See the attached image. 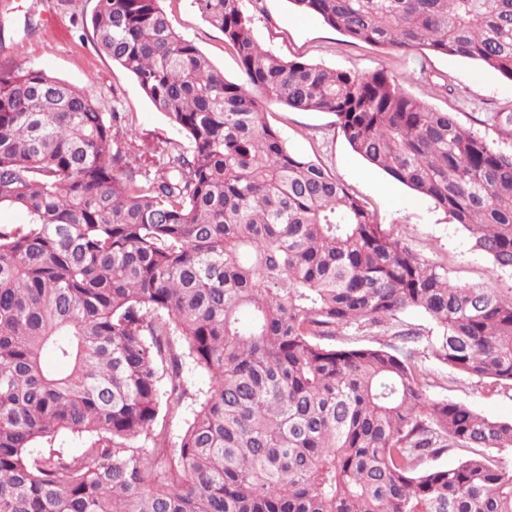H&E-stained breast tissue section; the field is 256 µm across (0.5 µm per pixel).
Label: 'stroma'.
<instances>
[{
	"instance_id": "1",
	"label": "stroma",
	"mask_w": 512,
	"mask_h": 512,
	"mask_svg": "<svg viewBox=\"0 0 512 512\" xmlns=\"http://www.w3.org/2000/svg\"><path fill=\"white\" fill-rule=\"evenodd\" d=\"M94 0H0V67L37 66L51 75L86 88L101 112L131 113L133 127L125 141L131 155L161 141L182 136L157 112L137 83L101 55L83 19ZM173 26L192 40L226 78L240 74L223 34L208 24L193 0H162ZM256 40L290 60L359 73L385 71L413 96L432 107L454 113L461 125L512 152V138L482 123L485 112L512 113V81L495 71L455 56L412 52L402 54L373 44L350 41L314 14L297 12L290 0H249ZM290 152L321 163L348 191L367 204L376 223L405 242L420 257L443 266L454 284L483 286L512 298V271L497 268L474 250L462 228L435 207L386 173L370 168L349 146L328 112H302L279 105L267 115ZM419 332L425 392L436 400L464 404L482 415L512 421V387L479 380L436 360L427 339L434 323L422 313L398 312L391 325L382 326L373 345L391 341L392 326ZM188 395L175 410L160 411L158 424L171 444H178L211 386L208 374L191 357L183 359Z\"/></svg>"
}]
</instances>
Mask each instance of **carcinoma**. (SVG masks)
<instances>
[{
    "mask_svg": "<svg viewBox=\"0 0 512 512\" xmlns=\"http://www.w3.org/2000/svg\"><path fill=\"white\" fill-rule=\"evenodd\" d=\"M161 0H97V50L184 134L143 165L130 113L36 66L0 70V512H512V422L426 396L419 356L336 346L401 310L431 353L512 385V301L448 282L374 222L267 108L329 112L352 150L431 198L512 270V153L384 72L286 60L245 0H195L224 35L225 78ZM356 42L451 55L512 80V0H289ZM211 379L174 457L161 398ZM165 390H160V378ZM63 430L77 456L32 448ZM145 436L149 448L128 442ZM476 452L447 468L426 459Z\"/></svg>",
    "mask_w": 512,
    "mask_h": 512,
    "instance_id": "cac0c4a2",
    "label": "carcinoma"
}]
</instances>
